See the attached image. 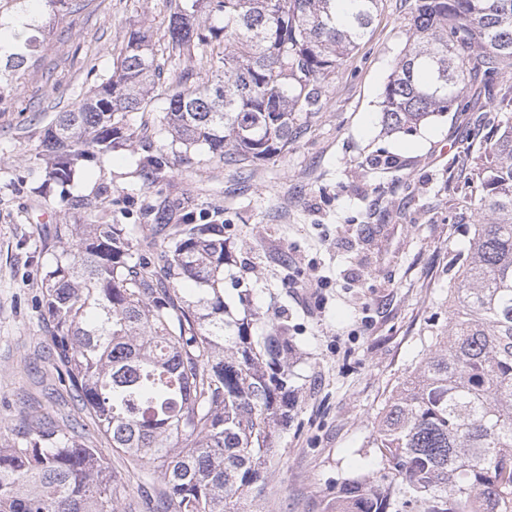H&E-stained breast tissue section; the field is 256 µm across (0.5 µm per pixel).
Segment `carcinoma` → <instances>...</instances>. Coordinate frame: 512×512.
I'll list each match as a JSON object with an SVG mask.
<instances>
[{
	"label": "carcinoma",
	"instance_id": "cac0c4a2",
	"mask_svg": "<svg viewBox=\"0 0 512 512\" xmlns=\"http://www.w3.org/2000/svg\"><path fill=\"white\" fill-rule=\"evenodd\" d=\"M34 0H0V94L39 44ZM379 0H189L163 39L175 87L171 143L211 158L264 160L288 149L323 81L366 36ZM412 37L383 92L384 123L411 131L459 111L512 61V0H416ZM153 33L130 31L112 72L39 130L36 159L56 183L130 143L127 117L160 77ZM224 76L196 86L183 54ZM473 186L486 224L448 262V329L376 413L370 473L342 484L330 512H512V123L485 147ZM161 251L133 250L124 224H66L67 265L47 269L50 341L80 409L113 451L158 473L160 512H237L266 489L296 374L276 319L233 315L224 302V225L154 215ZM195 284L185 296L183 285ZM22 443L0 448V512H118L120 481L76 424L25 419Z\"/></svg>",
	"mask_w": 512,
	"mask_h": 512
}]
</instances>
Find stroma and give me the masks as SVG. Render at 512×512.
<instances>
[{
	"label": "stroma",
	"mask_w": 512,
	"mask_h": 512,
	"mask_svg": "<svg viewBox=\"0 0 512 512\" xmlns=\"http://www.w3.org/2000/svg\"><path fill=\"white\" fill-rule=\"evenodd\" d=\"M414 4L380 0L368 35L325 82L320 110L299 121L283 154L233 165L164 148L167 71L151 105L128 121L131 147L85 164L62 187L44 183L39 129L111 71L131 29L163 33L169 7L81 0L66 10L41 0L43 40L0 99V448L17 442L31 412L80 413L47 357L41 277L71 257L56 225L99 220L70 200L103 190L113 223L133 228L137 245L150 239V212L161 205L222 222L233 254L226 302L244 316L237 289H252L253 307L288 328L300 390L264 494L239 499L238 512H329L337 488L371 469L364 445L374 417L423 336L447 327L448 261L465 244L466 225L487 221L470 200L482 141L512 117L501 100L512 86L507 61L497 86L465 98L463 111L408 133L384 130L383 89L412 35ZM161 151L165 167L144 179L139 161ZM92 440L123 483L119 512H153L156 476L134 469L101 435Z\"/></svg>",
	"instance_id": "35a3bbf8"
}]
</instances>
